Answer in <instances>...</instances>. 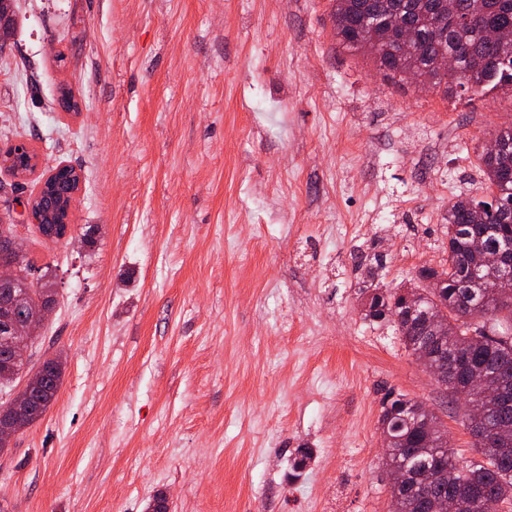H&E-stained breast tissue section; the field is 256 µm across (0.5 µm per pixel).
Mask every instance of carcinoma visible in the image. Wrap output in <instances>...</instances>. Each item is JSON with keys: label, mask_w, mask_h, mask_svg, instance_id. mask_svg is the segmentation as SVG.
Returning <instances> with one entry per match:
<instances>
[{"label": "carcinoma", "mask_w": 512, "mask_h": 512, "mask_svg": "<svg viewBox=\"0 0 512 512\" xmlns=\"http://www.w3.org/2000/svg\"><path fill=\"white\" fill-rule=\"evenodd\" d=\"M336 37L346 46L372 55L380 69L420 82L459 85L474 95L500 80L512 84V43L487 38L497 31L512 36V0H481V20H467L474 0H330ZM452 59L456 72L444 73L437 62ZM499 150L480 157L488 199L457 195L448 203V260L438 268L422 266L419 283L435 288L410 287L392 291L374 288L367 295L365 317L393 324L405 349L433 361L462 360L451 379H438L455 398L469 403L477 393L462 394L468 377L483 372L489 386L502 388L482 398L486 412L467 416L480 458L461 459L448 447L438 417L422 403L392 390L382 400L381 425L389 446L386 466L399 472L390 499L393 512H439L440 501L452 496L457 512H482L493 499L502 509L512 508V287L497 282L482 265L485 251L512 236V127L498 131ZM67 177L55 180L45 201L70 197ZM56 289L46 273L37 285L19 283L0 287V370L18 376L25 361L15 358L13 320L29 317L30 304H55ZM28 408L22 414L0 405V420L25 428L39 420L52 403L62 371L38 369ZM314 460V449L299 448L291 459V476L298 478Z\"/></svg>", "instance_id": "obj_1"}]
</instances>
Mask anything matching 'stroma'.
Returning a JSON list of instances; mask_svg holds the SVG:
<instances>
[{
	"label": "stroma",
	"instance_id": "stroma-1",
	"mask_svg": "<svg viewBox=\"0 0 512 512\" xmlns=\"http://www.w3.org/2000/svg\"><path fill=\"white\" fill-rule=\"evenodd\" d=\"M0 44V217L60 163L69 235L24 223L56 303L26 357H62L45 414L0 450V512H389L387 390L426 405L458 457L464 409L365 319L448 257V202L512 86L417 91L333 31L329 0H14ZM315 459L289 481L290 460ZM7 150L11 152V155H5V151H1V167L4 166L5 168H9L12 174L17 178L25 177L30 171L36 169L39 166L40 157L29 146H26L24 144H14L11 145ZM23 154L24 156L21 158L20 161L16 160V162L13 163L12 158L14 156H21ZM5 157L9 158V160L5 161Z\"/></svg>",
	"mask_w": 512,
	"mask_h": 512
}]
</instances>
